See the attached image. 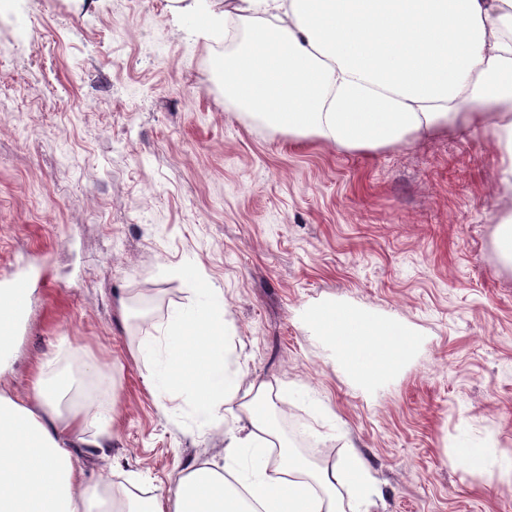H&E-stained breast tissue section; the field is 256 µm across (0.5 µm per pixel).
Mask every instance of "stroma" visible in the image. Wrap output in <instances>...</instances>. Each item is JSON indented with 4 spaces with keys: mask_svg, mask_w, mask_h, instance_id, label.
<instances>
[{
    "mask_svg": "<svg viewBox=\"0 0 512 512\" xmlns=\"http://www.w3.org/2000/svg\"><path fill=\"white\" fill-rule=\"evenodd\" d=\"M200 21L172 0H0V287L32 288L11 373L32 393L59 344L93 365L112 451L73 441L90 474L169 487L224 458L184 398L160 404L130 354L197 280L224 292L245 381L288 393L279 422L319 460L355 448L375 512H512V479L457 448L512 457V270L497 256L500 155L481 128L350 153L250 123L224 100ZM150 296L128 325L116 297ZM336 301L411 328L371 391L303 322ZM454 463L466 471L482 470L495 465L503 477H512V459H494L488 448H459Z\"/></svg>",
    "mask_w": 512,
    "mask_h": 512,
    "instance_id": "stroma-1",
    "label": "stroma"
}]
</instances>
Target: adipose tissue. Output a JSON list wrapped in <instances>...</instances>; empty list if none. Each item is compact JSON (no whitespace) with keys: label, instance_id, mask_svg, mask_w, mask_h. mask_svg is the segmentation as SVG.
Wrapping results in <instances>:
<instances>
[{"label":"adipose tissue","instance_id":"obj_1","mask_svg":"<svg viewBox=\"0 0 512 512\" xmlns=\"http://www.w3.org/2000/svg\"><path fill=\"white\" fill-rule=\"evenodd\" d=\"M202 18L201 36L233 42L217 68L224 97L258 126L292 141L377 152L451 126L488 131L502 155L499 189L512 196V0H175ZM202 308L177 312L131 349L162 357L147 380L160 401L185 396L204 426L224 432L223 463H193L173 487L137 492L136 481L91 478L71 438L94 448L105 430L88 388L93 371L37 367L33 393L0 391V512H372L377 487L354 453L312 462L280 429L288 399L244 383L230 320L210 313L223 299L208 282ZM24 316L0 289V378L10 370ZM305 324L371 390L406 352L403 328L328 302Z\"/></svg>","mask_w":512,"mask_h":512}]
</instances>
